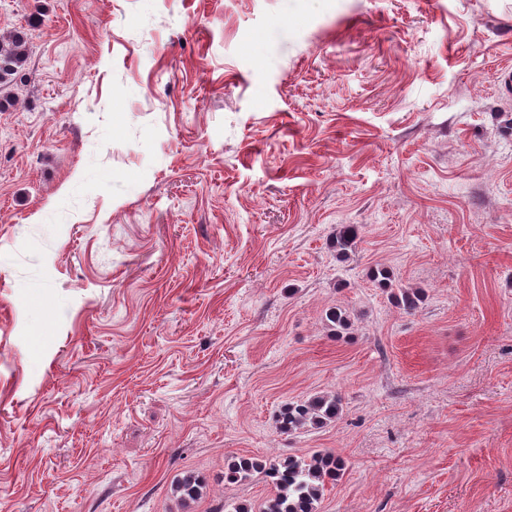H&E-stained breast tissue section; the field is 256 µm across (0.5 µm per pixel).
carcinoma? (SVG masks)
<instances>
[{
    "instance_id": "obj_1",
    "label": "carcinoma",
    "mask_w": 512,
    "mask_h": 512,
    "mask_svg": "<svg viewBox=\"0 0 512 512\" xmlns=\"http://www.w3.org/2000/svg\"><path fill=\"white\" fill-rule=\"evenodd\" d=\"M31 53L28 34L15 30L0 39V112L12 105L10 87L17 84ZM361 240L357 224H339L331 237L336 256L346 258ZM398 306L411 313L418 307L421 289L403 288L395 295ZM330 331L339 336L352 326L350 314L339 307L326 312ZM342 412L339 394L325 392L285 404L277 419L283 434H293L307 427H322L336 421ZM346 461L332 452H314L308 456H287L278 460L242 457L224 473L228 481H245L256 474L271 481L274 492L260 512H319L328 485L345 470ZM206 488L202 476L186 471L172 486V495L184 506L199 499Z\"/></svg>"
}]
</instances>
